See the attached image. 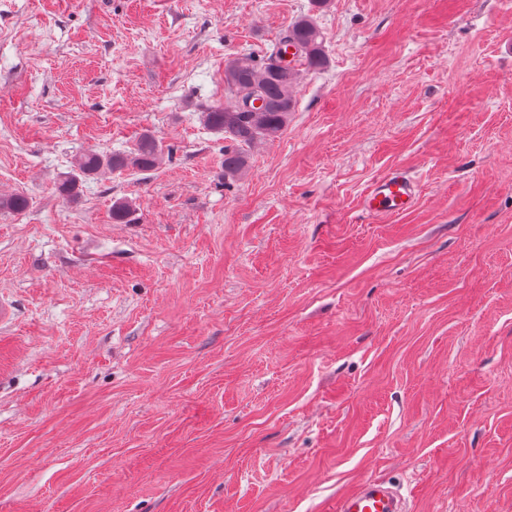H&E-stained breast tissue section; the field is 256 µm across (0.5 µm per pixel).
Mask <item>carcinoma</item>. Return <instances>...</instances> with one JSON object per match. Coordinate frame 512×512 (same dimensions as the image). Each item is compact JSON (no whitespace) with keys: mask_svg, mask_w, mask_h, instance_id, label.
<instances>
[{"mask_svg":"<svg viewBox=\"0 0 512 512\" xmlns=\"http://www.w3.org/2000/svg\"><path fill=\"white\" fill-rule=\"evenodd\" d=\"M295 49L292 60L284 61L286 70L276 71L271 61L280 58L287 47ZM327 65L323 37L315 15L306 14L293 21L266 49L261 57L237 53L224 61V91L229 101L203 112L202 123L224 136V174L237 176L248 167V149L261 140L274 139L288 125L294 111L293 91L304 71L321 70ZM252 90L263 96L265 107L249 112L241 106V98ZM161 148L150 135L143 136L137 146L125 153L109 155L87 152L75 158L73 169L59 177L56 189L68 199L77 195L79 184L108 169L131 168L148 171L155 167ZM29 207V198L16 193L0 199V210L22 213Z\"/></svg>","mask_w":512,"mask_h":512,"instance_id":"carcinoma-1","label":"carcinoma"}]
</instances>
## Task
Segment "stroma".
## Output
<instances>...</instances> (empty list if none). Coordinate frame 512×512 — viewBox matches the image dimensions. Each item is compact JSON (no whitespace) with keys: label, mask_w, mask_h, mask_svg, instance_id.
<instances>
[{"label":"stroma","mask_w":512,"mask_h":512,"mask_svg":"<svg viewBox=\"0 0 512 512\" xmlns=\"http://www.w3.org/2000/svg\"><path fill=\"white\" fill-rule=\"evenodd\" d=\"M312 0H0V512H512V0H330L224 177V60ZM152 170L54 184L143 135ZM414 210L362 201L385 171ZM128 201L127 224L112 204ZM420 193L413 176L400 168L390 169L369 187L363 209L373 216L404 213L416 206ZM334 512H407L405 498L390 484L377 478L360 482L336 499Z\"/></svg>","instance_id":"stroma-1"}]
</instances>
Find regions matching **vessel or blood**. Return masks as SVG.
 <instances>
[{
	"label": "vessel or blood",
	"instance_id": "1",
	"mask_svg": "<svg viewBox=\"0 0 512 512\" xmlns=\"http://www.w3.org/2000/svg\"><path fill=\"white\" fill-rule=\"evenodd\" d=\"M420 193V185L413 176L394 168L372 183L364 197L363 209L373 216L404 213L416 206ZM333 512H407V504L393 486L370 478L337 498Z\"/></svg>",
	"mask_w": 512,
	"mask_h": 512
}]
</instances>
